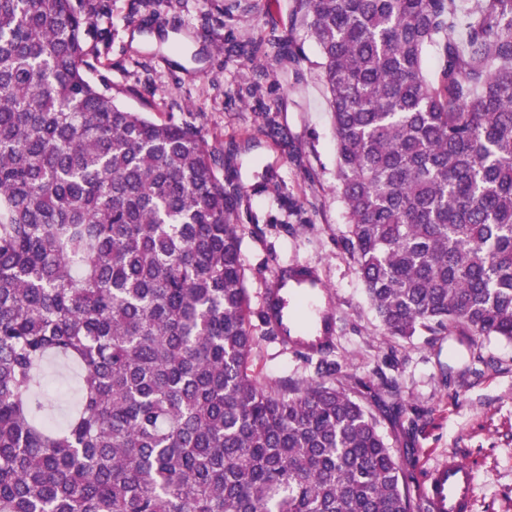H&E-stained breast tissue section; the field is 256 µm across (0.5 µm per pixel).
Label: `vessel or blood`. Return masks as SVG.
<instances>
[{"instance_id": "b4317fda", "label": "vessel or blood", "mask_w": 512, "mask_h": 512, "mask_svg": "<svg viewBox=\"0 0 512 512\" xmlns=\"http://www.w3.org/2000/svg\"><path fill=\"white\" fill-rule=\"evenodd\" d=\"M324 294L320 280L275 274L263 309L277 322L283 346L305 355L323 351L336 329L332 310L321 305ZM475 485L473 468L448 454L429 468L419 496L427 512H470Z\"/></svg>"}]
</instances>
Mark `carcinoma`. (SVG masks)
Here are the masks:
<instances>
[{
  "mask_svg": "<svg viewBox=\"0 0 512 512\" xmlns=\"http://www.w3.org/2000/svg\"><path fill=\"white\" fill-rule=\"evenodd\" d=\"M301 3L387 333L512 341V0ZM99 11L0 0V512H415L335 364L249 372L244 189L196 127L89 80ZM51 358L80 370L63 425Z\"/></svg>",
  "mask_w": 512,
  "mask_h": 512,
  "instance_id": "obj_1",
  "label": "carcinoma"
}]
</instances>
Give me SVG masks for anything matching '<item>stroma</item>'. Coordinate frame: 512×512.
<instances>
[{
    "label": "stroma",
    "mask_w": 512,
    "mask_h": 512,
    "mask_svg": "<svg viewBox=\"0 0 512 512\" xmlns=\"http://www.w3.org/2000/svg\"><path fill=\"white\" fill-rule=\"evenodd\" d=\"M94 27L107 45L84 66L126 108L157 122H188L217 151L232 150L219 178L238 180L251 369L262 382L304 384L318 357L269 336L263 298L279 267L304 265L326 287L336 315L327 355L336 380L363 400L417 495L427 465L452 452L476 471L472 512H512V342L458 331L388 335L344 247L348 211L336 180V140L319 52L299 0H108ZM299 45L293 61L247 59L236 47ZM277 110L285 139L263 112ZM50 413L65 421L79 400L74 366L44 367Z\"/></svg>",
    "instance_id": "obj_1"
}]
</instances>
